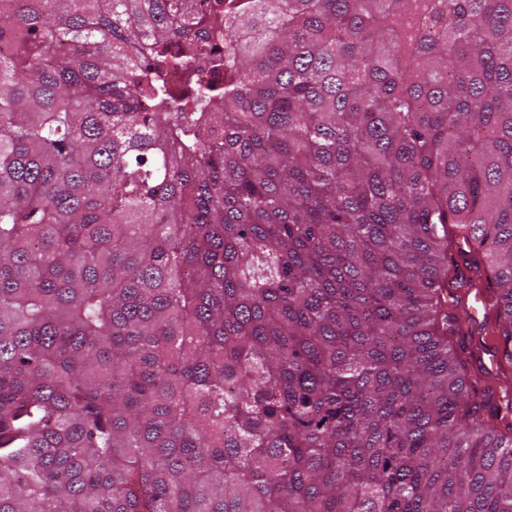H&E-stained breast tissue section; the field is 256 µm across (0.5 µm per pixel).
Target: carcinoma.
<instances>
[{"label": "carcinoma", "mask_w": 512, "mask_h": 512, "mask_svg": "<svg viewBox=\"0 0 512 512\" xmlns=\"http://www.w3.org/2000/svg\"><path fill=\"white\" fill-rule=\"evenodd\" d=\"M451 247L512 341V0H0V512H512Z\"/></svg>", "instance_id": "cac0c4a2"}]
</instances>
